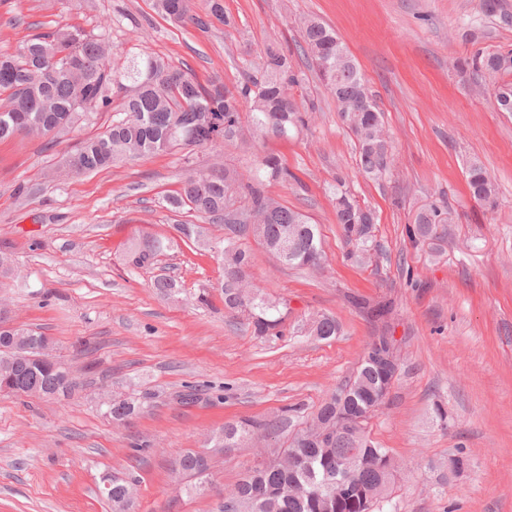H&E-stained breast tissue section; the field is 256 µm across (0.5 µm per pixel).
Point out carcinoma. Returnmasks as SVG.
Segmentation results:
<instances>
[{
	"instance_id": "1",
	"label": "carcinoma",
	"mask_w": 512,
	"mask_h": 512,
	"mask_svg": "<svg viewBox=\"0 0 512 512\" xmlns=\"http://www.w3.org/2000/svg\"><path fill=\"white\" fill-rule=\"evenodd\" d=\"M154 10L173 23H192L207 29L218 21L230 24L223 0H209L208 10L192 12L191 0H153ZM303 45L309 67L336 99L343 124L358 145V166L368 177L379 179L390 170L392 145L381 112L372 104L357 63L329 26L312 18L302 22ZM105 34L81 28L45 31L31 35L13 54H0V140L23 133L54 136L75 129L95 111L112 106V88L124 92L119 112L105 131L82 139L71 154L80 159L76 174L92 173L122 158L170 153L188 147L212 146L221 141L249 145L256 136L286 139L306 126L304 113L291 95L302 84L288 57L269 46L259 75L232 92L215 84H202L191 72L147 53L132 57L121 72L113 70ZM461 68L488 74L512 71V55L477 52L459 62ZM249 103L248 113L240 101ZM207 114L220 115L223 128L204 124ZM292 174L279 158L264 157L259 167L244 175L226 169L216 174L191 169L175 193L165 197L167 208H184L196 216L224 223V235L213 241L205 228L180 223L176 230L184 242L218 253L224 266L221 295L224 308L246 321L255 336H279L288 317L287 304L273 301L250 279V251L242 240L257 239L288 266L318 268L322 264L318 225L268 194L266 183L286 182ZM472 198L492 204L496 195L493 179L484 167L472 162L466 169ZM336 223L346 243L348 258L358 263L371 260L377 248L374 212L359 204L351 191L339 183L335 192ZM448 202L441 199L422 208L407 227L418 243L437 235L438 225L451 221ZM164 237L147 236L132 244L128 263L135 268L154 264L171 248ZM154 288L167 298L182 293L181 282L159 276ZM349 303L371 319L387 326L390 301L372 303L350 295ZM311 332L321 339L336 335L338 324L329 315L310 318ZM16 335L26 346L15 347L0 333V394L20 397L32 392L68 394L75 383L64 377L70 368L60 361L49 366L35 360L38 349L54 346L52 339L32 329ZM347 384L350 397L336 400L331 392L304 429L288 433L291 418L286 408L264 419L226 422L214 430L203 447L187 449L170 461L173 481L185 484L189 493L210 484V476L226 449L246 441L289 434L285 451L295 456L293 466L275 454L256 460L241 474L238 483L224 495L220 512H368L366 493L385 477V469L398 471L390 449L381 447L363 427L347 424L325 442L302 441L308 430L336 418L350 420L376 412L394 385L368 363L361 364ZM156 394H118L105 404V414L116 424H128L150 406ZM101 495L111 512H135L134 483L117 474L101 480Z\"/></svg>"
}]
</instances>
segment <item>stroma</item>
<instances>
[{
	"mask_svg": "<svg viewBox=\"0 0 512 512\" xmlns=\"http://www.w3.org/2000/svg\"><path fill=\"white\" fill-rule=\"evenodd\" d=\"M501 3L502 15L490 17L481 0H224L229 25L200 29L156 14L152 0H0V53L36 31L79 26L108 35L115 66L145 51L233 90L268 45L283 49L304 76L295 94L311 112L308 129L256 139L247 151L199 148L193 161L203 171H244L279 155L295 178L268 191L318 225L325 254L321 270L291 268L245 239L253 280L288 304L282 335L254 336L225 310L213 254L177 238L176 224L192 219L165 203L186 173L181 155L60 175L78 137L111 124L108 111L77 133L0 141V245L15 270L0 301L20 327L51 336L86 381L67 399L0 395V512H109L98 486L111 471L136 479L137 512H216L215 496L172 482L171 457L201 447L225 422L287 406L301 429L376 334L346 302L349 292L393 302L401 356L368 424L399 464L374 512H512V113L486 93L502 76L455 66L481 51L512 52V0ZM307 18L336 32L384 114L394 145L385 177L359 172L353 135L296 49ZM474 161L496 185L494 205L469 193ZM341 182L376 215L370 264L346 257L333 203ZM441 197L451 222L440 238L412 245L408 224ZM146 236L175 245L152 266H129V246ZM162 274L182 282L179 298L157 294ZM203 288L206 305L196 300ZM314 313L332 315L337 335H310L301 322ZM103 385L158 397L131 425H117L103 414ZM190 388L198 400L181 402ZM459 450L470 469L452 478L448 457Z\"/></svg>",
	"mask_w": 512,
	"mask_h": 512,
	"instance_id": "stroma-1",
	"label": "stroma"
}]
</instances>
